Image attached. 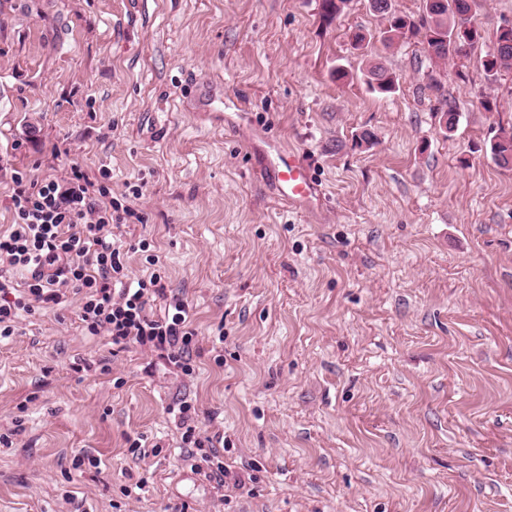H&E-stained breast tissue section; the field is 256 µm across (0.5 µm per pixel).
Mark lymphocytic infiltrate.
<instances>
[{"instance_id": "f902f5d3", "label": "lymphocytic infiltrate", "mask_w": 512, "mask_h": 512, "mask_svg": "<svg viewBox=\"0 0 512 512\" xmlns=\"http://www.w3.org/2000/svg\"><path fill=\"white\" fill-rule=\"evenodd\" d=\"M9 198L13 223L0 233L1 338L34 308L67 304L113 352L136 345L193 375L187 301L168 291L155 255L146 257L154 267L149 276L129 275L112 240L136 209L113 202L110 189L77 164L41 180L16 174ZM155 301L161 307L154 313Z\"/></svg>"}]
</instances>
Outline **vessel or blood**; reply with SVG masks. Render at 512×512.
<instances>
[{
	"label": "vessel or blood",
	"mask_w": 512,
	"mask_h": 512,
	"mask_svg": "<svg viewBox=\"0 0 512 512\" xmlns=\"http://www.w3.org/2000/svg\"><path fill=\"white\" fill-rule=\"evenodd\" d=\"M252 152L261 155L275 186L276 198L288 207L309 210L323 198L320 185L310 174L307 162L299 154L281 150L275 140L264 144L250 142Z\"/></svg>",
	"instance_id": "obj_1"
}]
</instances>
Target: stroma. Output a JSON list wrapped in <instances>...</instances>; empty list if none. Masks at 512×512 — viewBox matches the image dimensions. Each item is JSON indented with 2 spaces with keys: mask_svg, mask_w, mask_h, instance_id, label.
Returning <instances> with one entry per match:
<instances>
[{
  "mask_svg": "<svg viewBox=\"0 0 512 512\" xmlns=\"http://www.w3.org/2000/svg\"><path fill=\"white\" fill-rule=\"evenodd\" d=\"M477 18L483 41L442 63L385 45L368 0L329 24L320 0H0V233L14 171L108 168L113 197L142 187L130 273L157 255L197 334L189 377L110 356L71 310L0 341V512H512V170L485 149L512 131V69L483 67L512 0ZM372 61L395 94L368 90ZM266 135L323 206L275 199L248 147ZM180 399L243 490L185 461ZM426 87L435 100L442 106L441 110H443V107H446L442 112V116L445 117V128L447 132L451 133L455 131L458 122L457 112H455L453 102L448 99V95L443 91L441 82L430 77Z\"/></svg>",
  "mask_w": 512,
  "mask_h": 512,
  "instance_id": "obj_1",
  "label": "stroma"
}]
</instances>
